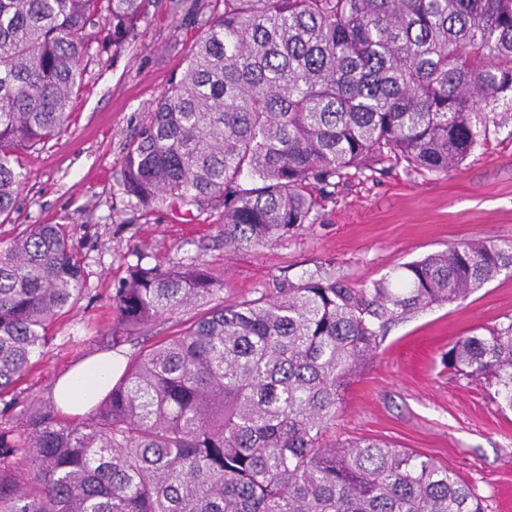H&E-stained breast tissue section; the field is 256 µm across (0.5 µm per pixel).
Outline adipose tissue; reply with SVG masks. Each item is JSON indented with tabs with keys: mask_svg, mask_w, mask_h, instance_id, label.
Masks as SVG:
<instances>
[{
	"mask_svg": "<svg viewBox=\"0 0 512 512\" xmlns=\"http://www.w3.org/2000/svg\"><path fill=\"white\" fill-rule=\"evenodd\" d=\"M114 364L111 357L90 360L58 380L54 397L58 408L75 415L87 411L112 385Z\"/></svg>",
	"mask_w": 512,
	"mask_h": 512,
	"instance_id": "adipose-tissue-1",
	"label": "adipose tissue"
}]
</instances>
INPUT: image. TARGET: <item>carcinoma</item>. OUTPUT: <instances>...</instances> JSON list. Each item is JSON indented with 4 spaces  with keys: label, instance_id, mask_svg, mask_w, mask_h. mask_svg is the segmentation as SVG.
I'll return each instance as SVG.
<instances>
[{
    "label": "carcinoma",
    "instance_id": "1",
    "mask_svg": "<svg viewBox=\"0 0 512 512\" xmlns=\"http://www.w3.org/2000/svg\"><path fill=\"white\" fill-rule=\"evenodd\" d=\"M151 0H0V217L18 153L67 123L90 29L136 42ZM184 71L128 144L129 206L224 207V246L267 248L316 223L321 202L386 164L446 174L490 130L512 137V0H215ZM512 245L471 240L365 283L322 262L226 304L191 260L142 259L112 288L100 350L123 353L162 319L81 418L19 385L84 270L63 224L0 247V512H487L449 467L332 433L341 393L389 328L464 300ZM448 367L487 379L512 409V319L460 337Z\"/></svg>",
    "mask_w": 512,
    "mask_h": 512
}]
</instances>
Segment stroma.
Listing matches in <instances>:
<instances>
[{"label": "stroma", "mask_w": 512, "mask_h": 512, "mask_svg": "<svg viewBox=\"0 0 512 512\" xmlns=\"http://www.w3.org/2000/svg\"><path fill=\"white\" fill-rule=\"evenodd\" d=\"M212 0H153L135 44L119 55L91 52L69 125L18 156L24 183L0 246L30 224H64L84 269L81 298L22 384L47 395L57 379L92 355L116 320L112 287L136 259L169 267L196 258L227 284L225 301L276 292L320 262L353 281L381 278L395 265L472 239L512 244V139L491 136L448 174L397 167L350 183L325 202L310 229L268 248H228L222 208L197 216L128 207L117 181L126 147L160 94L186 64ZM512 320V270L461 302L429 308L394 326L350 379L336 417L340 440H383L447 465L512 512V411L486 381L448 367V351L479 327Z\"/></svg>", "instance_id": "35a3bbf8"}]
</instances>
